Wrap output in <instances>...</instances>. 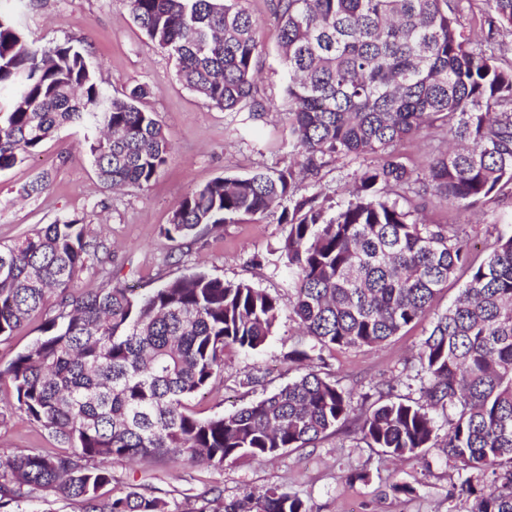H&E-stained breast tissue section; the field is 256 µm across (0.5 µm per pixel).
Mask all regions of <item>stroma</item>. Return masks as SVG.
I'll use <instances>...</instances> for the list:
<instances>
[{"mask_svg": "<svg viewBox=\"0 0 512 512\" xmlns=\"http://www.w3.org/2000/svg\"><path fill=\"white\" fill-rule=\"evenodd\" d=\"M277 0H247L258 21L263 46L260 95L268 110L225 112L209 105L177 80L173 60L155 48L135 24L126 0H32L22 16L30 35L43 42L70 40L85 48L87 62L107 95L122 96L146 86V110L154 112L171 144L172 154L159 176L144 189L112 188L98 179L85 145L96 132L69 125L47 140L38 152L0 171V242L8 243L36 225L62 217L84 218L91 236L105 240L110 258L83 271L81 293L108 284L145 291L184 274L202 270L228 281L243 280L280 298L282 315L266 347L257 353L237 349L224 356V372L213 387L192 401L199 416L230 413L286 385L298 374L287 354L300 337L288 312L293 291L287 269L276 268L287 234L277 216L246 217L235 223L203 225L185 240L163 232L172 211L191 189L224 177L255 171L281 170L295 157L288 144V115L279 60ZM448 124L436 123L427 134L402 141L396 151L415 169L448 148ZM366 159L330 160L308 183L315 191L341 203L348 199ZM48 176L47 188L26 195L25 186ZM409 207L431 224H463L471 235L475 262H482L501 232H512V184L505 185L474 209H448L435 200L410 198ZM430 328L429 320L409 326L383 345L339 349L327 354L328 370L355 396L375 394L400 374L416 354ZM256 383L245 384L246 375ZM14 391L0 384V457L37 451L64 453L49 430L14 413ZM112 491L136 490L187 506L189 498L212 489L225 500L273 486L287 487L312 512H468V501H449L459 481L441 449L425 457L393 459L380 449L356 442L339 431L315 445L288 449L268 461L241 460L215 468L181 460L127 459L112 463ZM411 486L404 494L400 485Z\"/></svg>", "mask_w": 512, "mask_h": 512, "instance_id": "obj_1", "label": "stroma"}]
</instances>
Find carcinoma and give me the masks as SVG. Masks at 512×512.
I'll use <instances>...</instances> for the list:
<instances>
[{
    "instance_id": "1",
    "label": "carcinoma",
    "mask_w": 512,
    "mask_h": 512,
    "mask_svg": "<svg viewBox=\"0 0 512 512\" xmlns=\"http://www.w3.org/2000/svg\"><path fill=\"white\" fill-rule=\"evenodd\" d=\"M470 0H277L288 132L297 165L216 179L185 194L164 233L185 239L205 224L281 208L294 300L289 313L312 343L288 360L301 375L228 414L196 416L188 403L224 369L228 348L258 351L280 317L279 298L245 281L194 271L135 295L120 285L78 294L89 264L109 257L84 219L59 218L0 244V337L46 311L41 336L5 368L16 412L47 428L68 451L0 459V509L52 488L84 512H184L135 490L100 500L106 459L184 457L222 468L306 448L349 427L394 458L444 448L460 464L449 498L469 512H512V233L484 261L470 258L466 230L428 224L399 200L412 192L474 207L512 183V70L496 64V35L512 32V0H485V42L459 16ZM23 0H0V171L36 154L60 126L107 134L89 145L100 180L144 188L172 151L147 89L108 97L83 49L41 43L16 18ZM139 28L175 60L178 80L212 106L266 111L256 84L262 46L245 0H128ZM457 148L421 173L398 155L448 116ZM376 155L336 208L300 193L326 158ZM395 198H390V195ZM460 267L469 279L431 322L405 379L354 402L323 352L376 347L425 319ZM419 398L394 394L404 380ZM446 413L448 430L431 413ZM192 512H311L284 487L230 501L200 497Z\"/></svg>"
}]
</instances>
